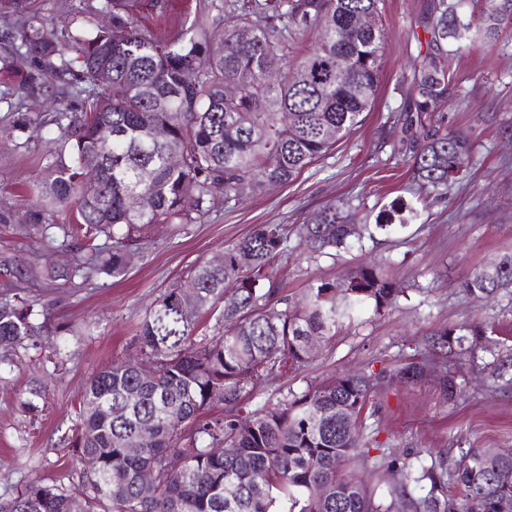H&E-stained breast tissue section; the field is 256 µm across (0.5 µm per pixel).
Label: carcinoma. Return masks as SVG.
<instances>
[{"instance_id": "obj_1", "label": "carcinoma", "mask_w": 512, "mask_h": 512, "mask_svg": "<svg viewBox=\"0 0 512 512\" xmlns=\"http://www.w3.org/2000/svg\"><path fill=\"white\" fill-rule=\"evenodd\" d=\"M383 0H202L190 25L161 37L141 23L148 8L168 11L169 0H100L95 8L109 23L90 31L59 28L58 21L29 10L28 0H0L5 23L0 73L8 76L10 104L41 99L44 112H11L0 133L14 150L31 152L36 133L58 132L55 150L42 157L43 176L30 185L25 223L18 232L35 238L22 263L4 265L0 280V366L18 351L37 346L44 324L29 288H86L102 276L127 271L129 257L151 230L165 224L175 233L203 224L217 196L237 202L270 183H286L324 156L361 122L375 99L385 29ZM378 16L369 30L350 13ZM512 0H484L477 14L433 0L425 18L431 41L410 86V132L415 176L434 189L456 180L471 152L467 136L441 131L433 113L453 91L448 43L468 35L494 50L512 28ZM222 26L213 43L207 18ZM251 28L248 46L240 33ZM314 27L320 40L305 45ZM26 67L14 72V61ZM238 87L234 97L225 86ZM179 155L180 163L170 162ZM92 176L98 191L83 193ZM146 196L149 207L137 208ZM415 213L391 206L376 228ZM353 216L334 204L313 211L300 225L309 253L343 248ZM63 239L78 251L69 267L53 260ZM288 231L260 224L224 247V264L194 265V304L182 307L184 288L170 287L138 322L133 339L157 380L145 382L137 366L114 361L87 384L71 434L63 443L77 457L90 455L97 470L77 484H34L0 502V512H498L512 503V456L488 459L470 448V467L453 477L458 497L448 494V458L412 451L402 458L379 449L372 457L362 442L361 414L376 385L365 375H342L311 385L259 409L246 395L261 380L286 373L311 358L307 340L327 342L336 328L365 308L391 307L400 289L365 265L337 289L319 279L295 300L281 292L274 264ZM512 287V255L496 269L473 274L464 288L476 299ZM215 316L219 334H197L199 314ZM488 328L450 325L428 338L440 357H475ZM493 373L512 384V358L493 355ZM411 362L392 377L421 379ZM348 404L355 421L336 418ZM222 404L226 413L209 415ZM140 449L131 456L128 448ZM184 463L177 465V460ZM386 475L378 497L362 482L347 484L349 470ZM156 474L154 494L143 497L141 471Z\"/></svg>"}]
</instances>
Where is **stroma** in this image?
Here are the masks:
<instances>
[{
    "mask_svg": "<svg viewBox=\"0 0 512 512\" xmlns=\"http://www.w3.org/2000/svg\"><path fill=\"white\" fill-rule=\"evenodd\" d=\"M428 0H385L387 39L376 100L362 122L336 147L294 180L271 184L234 204L217 203L206 224L175 235L157 228L126 274L77 288H33L48 311L47 328L62 350L54 367L31 349L0 369V501L34 482L77 479L82 465L63 438L88 381L115 360L136 353L131 329L146 306L171 285L184 282L196 263L220 255L225 245L260 224H285L290 233L275 263L284 292L301 297L308 284L339 280L366 264L378 265L401 293L382 314L366 313L344 324L329 344L296 371L258 385L251 408L277 401L326 378L353 373L381 376L363 414L371 445L400 454L432 450L448 454L457 469L467 448L512 449V389L497 382L491 354L512 355V288L476 300L462 283L476 271L512 254V35L495 50L466 38L452 52L456 94L440 112L444 128L465 134L473 151L458 181L433 190L412 173L410 136L403 119L408 88L431 38L422 22ZM97 0H32L40 12L92 28ZM55 131L39 132L33 153L13 152L0 138V198L24 209L26 186L41 176L40 159ZM412 204L406 226L367 232L392 201ZM333 203L356 214L365 228L346 248L318 257L301 245L297 228L308 213ZM487 324L490 353L451 366L464 386L447 401L435 377L414 385L389 380L403 364L420 359L433 331L459 324ZM45 384L46 400L31 409L21 402Z\"/></svg>",
    "mask_w": 512,
    "mask_h": 512,
    "instance_id": "stroma-1",
    "label": "stroma"
}]
</instances>
